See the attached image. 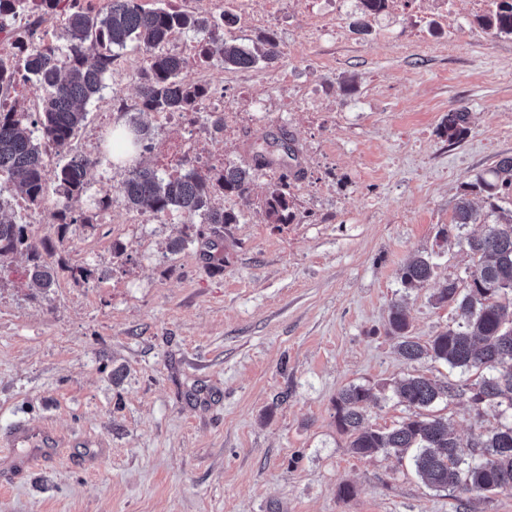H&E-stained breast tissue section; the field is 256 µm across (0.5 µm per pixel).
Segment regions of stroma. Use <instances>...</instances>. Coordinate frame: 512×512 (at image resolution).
<instances>
[{"label":"stroma","mask_w":512,"mask_h":512,"mask_svg":"<svg viewBox=\"0 0 512 512\" xmlns=\"http://www.w3.org/2000/svg\"><path fill=\"white\" fill-rule=\"evenodd\" d=\"M168 2L231 14L228 35L246 45L275 32L281 55L234 70L187 56L181 78L223 101L224 130L211 134L204 112L194 126L145 114L144 160L214 181L247 165L262 135L289 141L302 170L288 179L296 217L265 215L278 168L216 194L238 218L217 269L209 226L128 206L112 130L127 121L119 105L137 108L147 55L117 51L70 153L45 159V200L15 203L52 245L57 276L42 295L26 286V256L0 273V433L48 422L63 445L25 449L33 470L0 482V512H512V493L436 490L409 462L353 455L334 409L342 389L370 387L366 420L390 429L409 414L399 379H477L405 361L388 319L402 303L422 343L457 324L434 295L451 279L466 286L473 260L438 233L462 183L512 156V36L483 32L470 0H392L366 17L358 0ZM458 109L469 123L455 142L445 125ZM74 155L95 160L86 193L111 204L112 221L78 200L87 222L64 232L46 214L63 204L56 176ZM183 231L187 243L169 250ZM416 255L435 274L408 290L401 269ZM76 265L92 277L71 276ZM431 412L465 443L512 423L507 411L475 418L462 400Z\"/></svg>","instance_id":"obj_1"}]
</instances>
